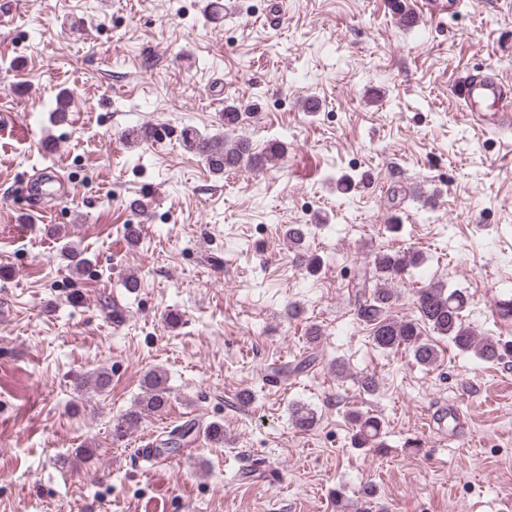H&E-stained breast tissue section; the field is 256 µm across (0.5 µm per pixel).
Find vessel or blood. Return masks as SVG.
Wrapping results in <instances>:
<instances>
[{"mask_svg": "<svg viewBox=\"0 0 512 512\" xmlns=\"http://www.w3.org/2000/svg\"><path fill=\"white\" fill-rule=\"evenodd\" d=\"M472 124L480 133L497 136L512 131V83L495 73L470 75L454 87Z\"/></svg>", "mask_w": 512, "mask_h": 512, "instance_id": "b4317fda", "label": "vessel or blood"}]
</instances>
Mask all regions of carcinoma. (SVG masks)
Listing matches in <instances>:
<instances>
[{
    "label": "carcinoma",
    "instance_id": "carcinoma-1",
    "mask_svg": "<svg viewBox=\"0 0 512 512\" xmlns=\"http://www.w3.org/2000/svg\"><path fill=\"white\" fill-rule=\"evenodd\" d=\"M253 106L239 101H225L222 119L224 134H203L195 129L183 131L185 149L199 156L215 175L241 167L260 169L284 154V148L277 142L268 143L256 152L251 143L243 138L227 139L225 133L240 127L251 115ZM69 266L82 272L89 264L83 252L75 247H64ZM419 255L410 251L380 250L374 253L370 266L363 268L352 285L356 316L370 327L373 343L382 350L396 351L405 348L411 351L416 363L432 366L438 353L431 340L423 336V330L445 337L455 349L474 353L487 363L501 359L503 347L492 337H480L464 319L468 297L462 291L447 290L441 285H428L416 293V315L412 319L395 320L390 312L397 295L392 284L409 267L417 264ZM112 377L106 370H98L77 382L81 391L90 390L95 394L109 391ZM169 404L167 378L160 370H150L143 378L142 393L134 406L112 425V436L122 439L135 430L145 414H159ZM294 425L300 430H309L315 425L314 413L303 405L292 410ZM353 445L357 448L384 447L381 440V420L367 413H351ZM197 429L196 423L187 422L168 432L167 438L156 442L158 454L177 453L185 440Z\"/></svg>",
    "mask_w": 512,
    "mask_h": 512
}]
</instances>
